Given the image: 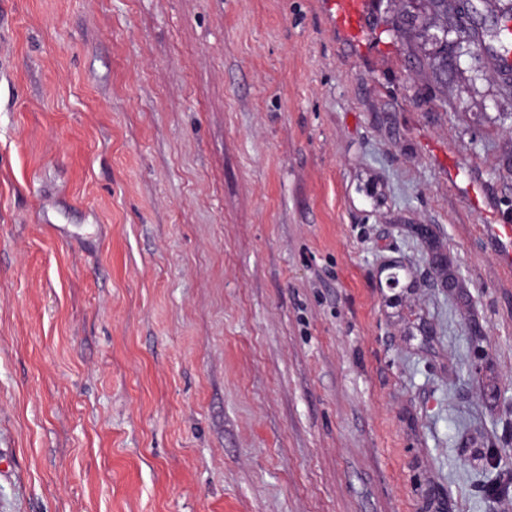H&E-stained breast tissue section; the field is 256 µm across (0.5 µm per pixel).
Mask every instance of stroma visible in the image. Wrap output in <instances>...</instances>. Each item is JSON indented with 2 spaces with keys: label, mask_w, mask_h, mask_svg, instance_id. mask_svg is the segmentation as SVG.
<instances>
[{
  "label": "stroma",
  "mask_w": 512,
  "mask_h": 512,
  "mask_svg": "<svg viewBox=\"0 0 512 512\" xmlns=\"http://www.w3.org/2000/svg\"><path fill=\"white\" fill-rule=\"evenodd\" d=\"M369 2L0 0V512H512V99ZM333 27L344 39L359 44L370 21L367 0H322ZM499 222L495 217L491 224H485L484 233L499 259L512 266V224Z\"/></svg>",
  "instance_id": "1"
}]
</instances>
